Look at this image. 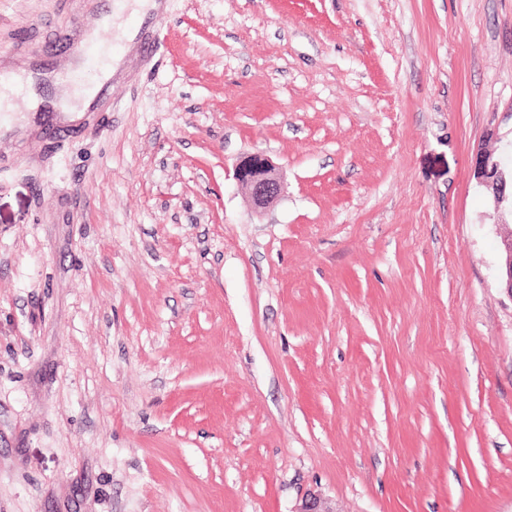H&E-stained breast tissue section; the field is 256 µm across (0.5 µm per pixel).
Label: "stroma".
<instances>
[{
    "mask_svg": "<svg viewBox=\"0 0 512 512\" xmlns=\"http://www.w3.org/2000/svg\"><path fill=\"white\" fill-rule=\"evenodd\" d=\"M107 0H0L49 72ZM0 115V512H512V0H168ZM260 151L285 189L255 213ZM234 179L256 212L270 209L284 191V174L263 152L242 155L234 167ZM478 182L491 196L495 209L510 215L512 223V167L506 168L500 158L482 156L476 165ZM503 262L499 269V284L512 296V230L501 240Z\"/></svg>",
    "mask_w": 512,
    "mask_h": 512,
    "instance_id": "35a3bbf8",
    "label": "stroma"
}]
</instances>
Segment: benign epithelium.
I'll list each match as a JSON object with an SVG mask.
<instances>
[{
	"label": "benign epithelium",
	"mask_w": 512,
	"mask_h": 512,
	"mask_svg": "<svg viewBox=\"0 0 512 512\" xmlns=\"http://www.w3.org/2000/svg\"><path fill=\"white\" fill-rule=\"evenodd\" d=\"M478 182L491 196L495 209L512 216V168H506L502 160L491 155L477 161ZM234 179L245 192L257 212L270 209L284 191V174L262 152L242 155L234 167ZM503 262L499 269V284L512 295V233L501 240ZM294 512H334L326 502L316 496L301 501Z\"/></svg>",
	"instance_id": "benign-epithelium-1"
}]
</instances>
